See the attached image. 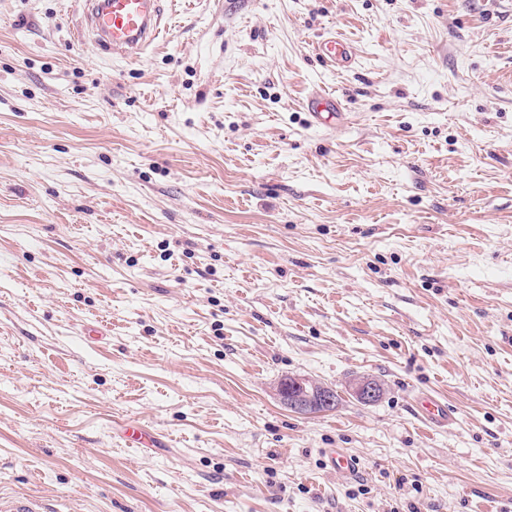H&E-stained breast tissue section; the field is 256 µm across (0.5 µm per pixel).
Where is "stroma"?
Returning <instances> with one entry per match:
<instances>
[{"instance_id": "35a3bbf8", "label": "stroma", "mask_w": 512, "mask_h": 512, "mask_svg": "<svg viewBox=\"0 0 512 512\" xmlns=\"http://www.w3.org/2000/svg\"><path fill=\"white\" fill-rule=\"evenodd\" d=\"M85 9L0 0V497L512 512V0H164L135 59ZM303 376L335 410L283 404ZM314 50L317 55L329 60L336 67H350L356 59L354 48L335 37L318 42ZM307 109L314 122L319 125H325L332 119L337 121L340 113L337 99L327 94L311 97L307 102ZM324 113L328 115L324 116ZM348 390L357 401L366 405L375 403L384 394L383 385L368 376L350 379ZM416 403L419 416L425 423L445 426L451 421L448 405L441 399L423 394L417 399Z\"/></svg>"}]
</instances>
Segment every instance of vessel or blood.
Listing matches in <instances>:
<instances>
[{
    "instance_id": "obj_1",
    "label": "vessel or blood",
    "mask_w": 512,
    "mask_h": 512,
    "mask_svg": "<svg viewBox=\"0 0 512 512\" xmlns=\"http://www.w3.org/2000/svg\"><path fill=\"white\" fill-rule=\"evenodd\" d=\"M163 16L161 0H91L86 31L114 53L135 58L163 38ZM315 52L339 67L351 66L356 59L354 48L334 37L318 42ZM307 109L314 122L324 125L329 115L338 113L339 105L334 97L320 94L308 100ZM417 408L421 419L430 425L444 426L451 419L447 404L429 394L418 398Z\"/></svg>"
}]
</instances>
